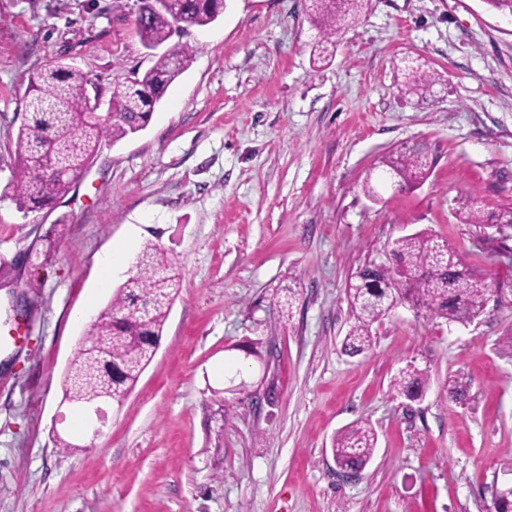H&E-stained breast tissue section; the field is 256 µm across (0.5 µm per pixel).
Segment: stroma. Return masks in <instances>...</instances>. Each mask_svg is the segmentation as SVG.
Instances as JSON below:
<instances>
[{"instance_id":"35a3bbf8","label":"stroma","mask_w":512,"mask_h":512,"mask_svg":"<svg viewBox=\"0 0 512 512\" xmlns=\"http://www.w3.org/2000/svg\"><path fill=\"white\" fill-rule=\"evenodd\" d=\"M309 5L226 0L181 33L193 60L147 127L103 140L68 194L26 212L7 183L29 76L60 61L107 89L154 58L141 0H0V512H495L512 487V226L463 221L474 203L512 207V17L484 0H370L319 68ZM412 60L438 83L406 92ZM417 141L429 178L364 195L377 159ZM420 230L489 278L483 313L449 324L401 305L369 350L345 354L351 278ZM149 242L177 261L180 288L94 438L62 406L63 376L112 295L103 257L124 243L131 263ZM412 359L431 382L414 402L389 393ZM228 367L244 390L225 393ZM453 375L465 403L443 391ZM358 420L378 445L345 481L330 446ZM61 436L81 450L60 452Z\"/></svg>"}]
</instances>
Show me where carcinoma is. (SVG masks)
Returning a JSON list of instances; mask_svg holds the SVG:
<instances>
[{"instance_id":"cac0c4a2","label":"carcinoma","mask_w":512,"mask_h":512,"mask_svg":"<svg viewBox=\"0 0 512 512\" xmlns=\"http://www.w3.org/2000/svg\"><path fill=\"white\" fill-rule=\"evenodd\" d=\"M369 0H312L310 20L316 31L314 64L330 63L341 29L357 24ZM224 10V0H144L135 26L145 47L160 48L153 65L142 75L117 82L99 95L112 117L92 121L82 107L91 82L81 72L52 65L29 78L27 122L21 127L15 151L19 166L9 181L20 207L35 210L67 194L85 174L87 160L96 156L103 139L121 140L143 130L169 86L189 67L194 50L171 42L174 34L206 27ZM435 74L421 68L408 71L405 87L414 91L431 85ZM429 150L415 143L382 158L363 183L364 193L378 197L377 184L395 179L416 187L430 175ZM436 234L419 231L396 239L391 248L394 266L370 263L349 283L350 328L343 341L352 356L371 347L374 323L408 302L448 323L465 324L478 318L492 292L491 281L474 273L463 256ZM176 263L153 243L138 255L129 277L119 284L75 350L63 377L62 402L93 401L112 388L114 403L122 404L155 356L171 305L177 294ZM428 370L408 362L394 376L390 392L416 401L429 388ZM448 396L467 397L468 384L448 377ZM378 436L367 422L358 421L338 432L331 453L347 471H361L373 459Z\"/></svg>"}]
</instances>
